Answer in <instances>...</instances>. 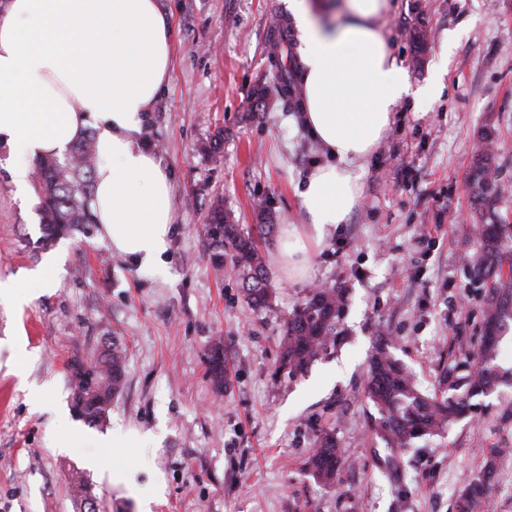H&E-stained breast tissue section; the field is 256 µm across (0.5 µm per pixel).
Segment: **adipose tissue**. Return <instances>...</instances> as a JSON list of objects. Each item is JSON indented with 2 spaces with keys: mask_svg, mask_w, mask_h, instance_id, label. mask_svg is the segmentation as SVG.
I'll use <instances>...</instances> for the list:
<instances>
[{
  "mask_svg": "<svg viewBox=\"0 0 512 512\" xmlns=\"http://www.w3.org/2000/svg\"><path fill=\"white\" fill-rule=\"evenodd\" d=\"M390 8L389 0H288L304 122L329 159L299 193L303 223L280 231L277 263L287 280L307 274L330 229L360 205L355 164L375 151L394 112L443 91L438 75L413 86L392 55L384 29ZM174 50L157 0H9L0 15V140L16 155L15 184L28 187L31 162L65 158L94 130L99 234L113 252L156 272L175 222L173 185L140 136L170 81ZM55 280L48 263L26 282L0 285V297L21 307Z\"/></svg>",
  "mask_w": 512,
  "mask_h": 512,
  "instance_id": "1",
  "label": "adipose tissue"
}]
</instances>
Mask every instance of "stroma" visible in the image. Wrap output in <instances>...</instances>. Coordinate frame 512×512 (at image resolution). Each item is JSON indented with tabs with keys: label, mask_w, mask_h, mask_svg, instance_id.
Listing matches in <instances>:
<instances>
[{
	"label": "stroma",
	"mask_w": 512,
	"mask_h": 512,
	"mask_svg": "<svg viewBox=\"0 0 512 512\" xmlns=\"http://www.w3.org/2000/svg\"><path fill=\"white\" fill-rule=\"evenodd\" d=\"M177 42L170 83L141 139L173 178L176 222L159 277L114 253L87 225L38 249L39 200L19 192L0 141V281L59 260L50 292L19 308L0 299V512H77L79 470L99 512H457L467 475L494 461L479 512H512V380L474 398L441 435L416 440L390 474L378 457V414L364 388L375 346L420 388L454 396L480 346L486 291L471 274L480 223L469 190L475 145L490 130L497 204L512 222V0H392V53L414 83L447 48L439 99L408 102L361 162V205L337 225L299 281L271 275V304L252 311L231 268L215 270L203 226L213 201L236 223L265 201L275 224L302 221L299 190L328 155L288 102L279 65L297 62L286 0H158ZM432 32L425 52L409 38ZM345 290L334 348L297 376L275 375L282 323L309 288ZM25 338L29 358L13 344ZM224 342V392L213 391L210 347ZM126 350L125 382L106 422L143 435L125 448L60 449L74 421L69 365L103 343ZM44 389L37 405L30 387ZM334 428L350 460L335 487L305 470L317 434Z\"/></svg>",
	"instance_id": "stroma-1"
}]
</instances>
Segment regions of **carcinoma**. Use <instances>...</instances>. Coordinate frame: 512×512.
Here are the masks:
<instances>
[{"mask_svg":"<svg viewBox=\"0 0 512 512\" xmlns=\"http://www.w3.org/2000/svg\"><path fill=\"white\" fill-rule=\"evenodd\" d=\"M496 153L477 146L471 171L470 186L475 204L481 208L484 223L475 227L479 251L474 253V278L487 290L485 326L472 371L467 375L463 391L453 399H438L421 392L413 383L405 366L387 351L376 346L367 376L366 395L379 414L375 433L392 449H405L414 440L437 435L450 419L469 407V401L486 395L503 380L496 364L500 335L512 331V224L502 221L495 204L505 192L498 182ZM97 166L92 136L73 147L65 159L53 156L35 163L34 180L39 197L41 248L55 242L85 224L94 221L91 200ZM275 231L273 224H254L247 228L233 223L221 201L210 210L209 222L203 226L213 248L212 258L220 264L230 258L232 270L241 283L245 298L253 309L265 308L271 299L264 255L259 244L268 241ZM345 302V289L336 286L312 288L284 321L281 357L276 372H302L318 356L336 345L339 332L336 320ZM224 345L217 338L211 345L210 373L214 391L224 389ZM125 348L114 341L95 350L88 360L70 366L72 410L86 424L96 426L104 421L112 398L124 384ZM348 465L344 450L339 448L336 434L323 430L316 437L306 469L323 485L336 483L338 472ZM493 463L483 473L468 478L457 503L458 512H475L488 495V475ZM80 502H89L86 512H98L96 496L88 479L73 473Z\"/></svg>","mask_w":512,"mask_h":512,"instance_id":"cac0c4a2","label":"carcinoma"}]
</instances>
